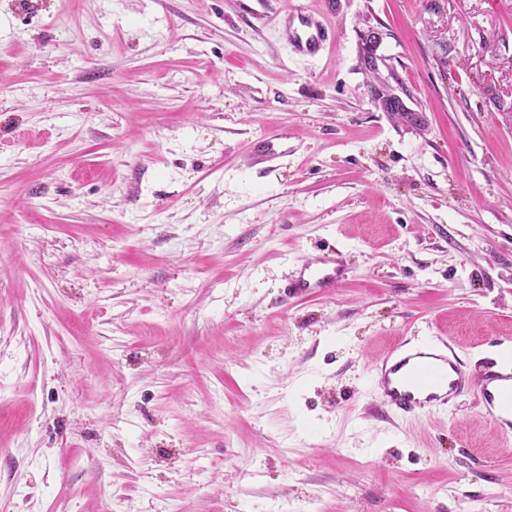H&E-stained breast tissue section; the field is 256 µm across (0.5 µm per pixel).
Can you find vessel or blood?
Segmentation results:
<instances>
[{"label": "vessel or blood", "instance_id": "vessel-or-blood-1", "mask_svg": "<svg viewBox=\"0 0 512 512\" xmlns=\"http://www.w3.org/2000/svg\"><path fill=\"white\" fill-rule=\"evenodd\" d=\"M295 49L318 52L328 39L326 29L311 14L298 11L289 33ZM343 280L342 264L328 252L303 264L287 284L291 295H312L333 288ZM380 406L401 416L423 410H444L468 392H476L503 434L512 435V367L490 366L473 377L447 342L431 341L420 346L397 344L375 369Z\"/></svg>", "mask_w": 512, "mask_h": 512}]
</instances>
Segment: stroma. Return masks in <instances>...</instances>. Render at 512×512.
<instances>
[{"label": "stroma", "mask_w": 512, "mask_h": 512, "mask_svg": "<svg viewBox=\"0 0 512 512\" xmlns=\"http://www.w3.org/2000/svg\"><path fill=\"white\" fill-rule=\"evenodd\" d=\"M433 336L512 350V0H0V512H512L476 395L377 405ZM297 23L289 32V40L300 52H318L328 39V32L311 14L297 9ZM387 92H388V96L386 97H383V98H379L378 96L374 95L371 91V100H372V103L374 104V106L378 109V110H381L382 112H387V108L389 107V103L395 101V100H400L402 106L404 107L405 109V112H417L411 108H409L403 101V99L394 92V90H392L391 88H387ZM397 111H399L398 107L396 106L395 109L392 108L391 109V113L389 114V117L391 119V121L396 124V125H402V126H409L407 125L405 122H404V118L402 117V115H405V114H408V113H405V112H402V113H397ZM341 260L330 252L303 264L285 286L289 295H312L324 288H334L343 280Z\"/></svg>", "instance_id": "35a3bbf8"}]
</instances>
